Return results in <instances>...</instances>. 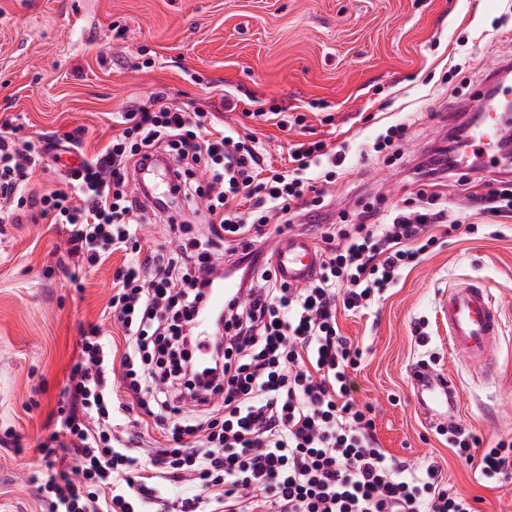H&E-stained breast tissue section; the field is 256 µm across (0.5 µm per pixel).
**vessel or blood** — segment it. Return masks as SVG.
<instances>
[{
  "instance_id": "b4317fda",
  "label": "vessel or blood",
  "mask_w": 512,
  "mask_h": 512,
  "mask_svg": "<svg viewBox=\"0 0 512 512\" xmlns=\"http://www.w3.org/2000/svg\"><path fill=\"white\" fill-rule=\"evenodd\" d=\"M476 107L477 120L471 122L466 136L457 148L460 162L479 157L483 162L499 161L505 146L512 142V125L500 119L502 100L486 93L460 104V111ZM279 281L301 285L319 272L322 255L312 239L299 233H282L267 247ZM212 277L216 286L213 307L219 308L227 297L235 295L237 281L222 266H214ZM439 312L448 324V342L456 352L465 354L473 363L483 364L489 348L502 333V318L491 292L485 284L463 282L443 294ZM413 384L421 413L432 421H447L457 414L460 399L455 381L444 374L432 372L425 365L413 370Z\"/></svg>"
}]
</instances>
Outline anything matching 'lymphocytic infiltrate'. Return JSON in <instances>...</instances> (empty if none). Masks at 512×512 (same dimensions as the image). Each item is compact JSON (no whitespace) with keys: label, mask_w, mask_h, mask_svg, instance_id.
<instances>
[{"label":"lymphocytic infiltrate","mask_w":512,"mask_h":512,"mask_svg":"<svg viewBox=\"0 0 512 512\" xmlns=\"http://www.w3.org/2000/svg\"><path fill=\"white\" fill-rule=\"evenodd\" d=\"M118 123L120 133L90 155L78 131L39 148L0 126V199L17 201L0 208V223H20L28 210L67 225L77 275L114 253L125 257L109 308L126 350L115 358L98 327L83 334L57 427L41 445L46 497L61 512H142L161 486L188 479L218 512H255L259 495L271 512H478L435 463L416 466L381 448L372 407L354 397L362 353L337 321L339 312L370 309L439 245L451 162L432 158L390 222H375L367 203L353 223L321 226V269L292 287L278 282L261 249L266 229L325 207L317 185L347 172L346 147L297 142L288 167L276 170L256 137L162 91ZM53 150L83 161L65 172L64 188L18 196ZM154 157L176 179V197L204 204L206 224L176 222L170 201L137 184ZM471 202L494 217L512 214V181H483ZM160 217L173 246L139 234ZM217 261L234 270L239 291L216 309L205 343L196 315L212 308ZM132 411L138 432L115 435L114 417ZM162 426L174 447L153 449L143 463L144 433ZM435 431L482 478L512 476L511 437L482 450L463 425Z\"/></svg>","instance_id":"f902f5d3"}]
</instances>
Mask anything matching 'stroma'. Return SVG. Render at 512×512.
I'll use <instances>...</instances> for the list:
<instances>
[{
    "label": "stroma",
    "instance_id": "1",
    "mask_svg": "<svg viewBox=\"0 0 512 512\" xmlns=\"http://www.w3.org/2000/svg\"><path fill=\"white\" fill-rule=\"evenodd\" d=\"M512 65V0H0V124L24 141L84 131L95 152L120 132L118 112L163 90L209 112L215 124L255 135L274 168L288 165L298 131L252 119L254 111L304 115L314 139L347 143L352 169L326 186L329 206L373 203L380 215L418 189L416 165L448 144V114L461 94L486 89L497 65ZM239 108H224L225 94ZM407 126L400 157L367 155L383 125ZM472 175L448 188L443 247L407 270L368 312L339 317L363 352L360 401L373 405L377 438L395 459L437 463L479 512H512V478L478 483L474 469L430 430L411 372L428 362L454 378L457 422L482 447L512 437V217L502 236L468 233L492 223L472 210ZM65 225L23 215L0 223V512H52L40 489V451L88 326L113 334L108 303L113 254L65 277ZM465 280L486 284L503 315L492 368L448 345L439 295Z\"/></svg>",
    "mask_w": 512,
    "mask_h": 512
}]
</instances>
